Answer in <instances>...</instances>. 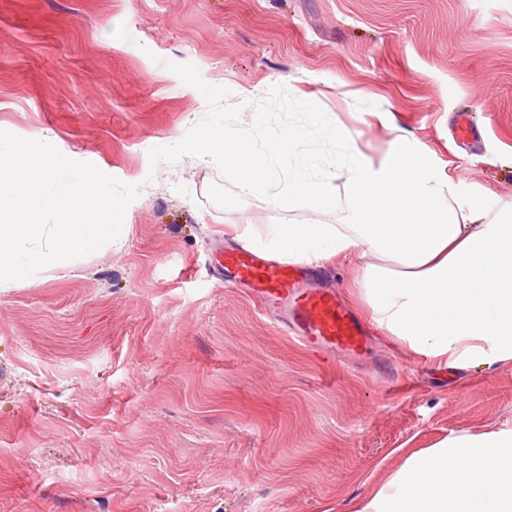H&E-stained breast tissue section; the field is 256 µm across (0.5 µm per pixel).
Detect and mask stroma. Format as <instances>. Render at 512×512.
Here are the masks:
<instances>
[{"label":"stroma","instance_id":"35a3bbf8","mask_svg":"<svg viewBox=\"0 0 512 512\" xmlns=\"http://www.w3.org/2000/svg\"><path fill=\"white\" fill-rule=\"evenodd\" d=\"M312 111L376 161L407 136L460 204L512 208V0H0V130L140 188L122 247L0 292V512H345L410 454L512 419V365L439 368L386 338L394 365L350 368L216 273L225 199L243 223L336 216L189 162L197 135L296 127L332 165Z\"/></svg>","mask_w":512,"mask_h":512}]
</instances>
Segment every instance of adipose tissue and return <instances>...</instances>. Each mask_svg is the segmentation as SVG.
I'll list each match as a JSON object with an SVG mask.
<instances>
[{
	"label": "adipose tissue",
	"mask_w": 512,
	"mask_h": 512,
	"mask_svg": "<svg viewBox=\"0 0 512 512\" xmlns=\"http://www.w3.org/2000/svg\"><path fill=\"white\" fill-rule=\"evenodd\" d=\"M314 119L340 155L329 170L297 157L292 129L272 147L243 128L213 130L191 157L273 208L332 211L336 223H234L225 235L274 259L349 265L351 295L370 320L436 365L512 363V210L455 205L405 136L376 162L345 125ZM349 512H512V421L411 454Z\"/></svg>",
	"instance_id": "1"
}]
</instances>
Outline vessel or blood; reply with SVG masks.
<instances>
[{
    "instance_id": "obj_1",
    "label": "vessel or blood",
    "mask_w": 512,
    "mask_h": 512,
    "mask_svg": "<svg viewBox=\"0 0 512 512\" xmlns=\"http://www.w3.org/2000/svg\"><path fill=\"white\" fill-rule=\"evenodd\" d=\"M225 283L246 289L287 335L328 357L360 360L368 354L372 334L335 289L312 280L302 263L269 260L245 248L225 251Z\"/></svg>"
}]
</instances>
